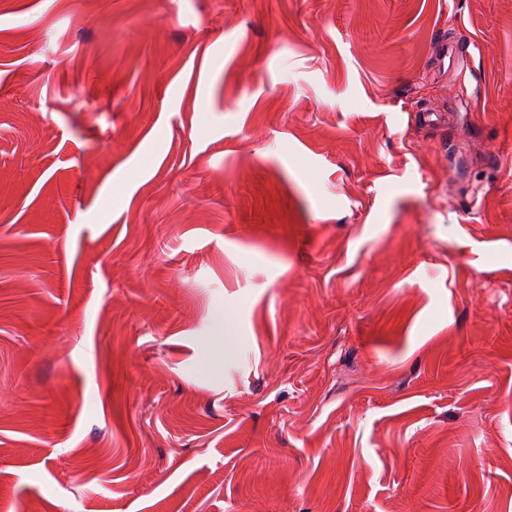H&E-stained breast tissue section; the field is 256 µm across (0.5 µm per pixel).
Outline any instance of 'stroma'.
Segmentation results:
<instances>
[{"label":"stroma","instance_id":"stroma-1","mask_svg":"<svg viewBox=\"0 0 512 512\" xmlns=\"http://www.w3.org/2000/svg\"><path fill=\"white\" fill-rule=\"evenodd\" d=\"M19 506L512 512V0H0Z\"/></svg>","mask_w":512,"mask_h":512}]
</instances>
